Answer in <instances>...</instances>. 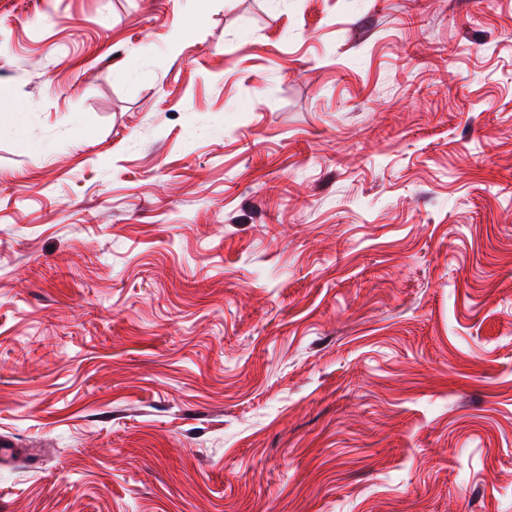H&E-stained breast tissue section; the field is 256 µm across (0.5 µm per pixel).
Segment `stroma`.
<instances>
[{"label": "stroma", "mask_w": 512, "mask_h": 512, "mask_svg": "<svg viewBox=\"0 0 512 512\" xmlns=\"http://www.w3.org/2000/svg\"><path fill=\"white\" fill-rule=\"evenodd\" d=\"M355 2L0 0V512H512V0Z\"/></svg>", "instance_id": "35a3bbf8"}]
</instances>
